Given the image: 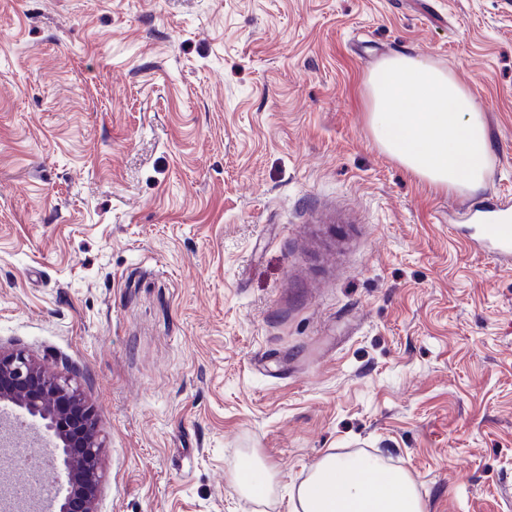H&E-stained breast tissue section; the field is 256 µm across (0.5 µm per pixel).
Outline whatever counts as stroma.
I'll return each mask as SVG.
<instances>
[{
  "mask_svg": "<svg viewBox=\"0 0 512 512\" xmlns=\"http://www.w3.org/2000/svg\"><path fill=\"white\" fill-rule=\"evenodd\" d=\"M392 55L483 108L479 190L375 144ZM502 203L512 0H0V346L75 376L98 512H292L329 453L512 512V268L452 231ZM233 478L239 491L245 492L251 496H258L269 491L273 485L274 474L260 461H257L253 473L236 469Z\"/></svg>",
  "mask_w": 512,
  "mask_h": 512,
  "instance_id": "1",
  "label": "stroma"
}]
</instances>
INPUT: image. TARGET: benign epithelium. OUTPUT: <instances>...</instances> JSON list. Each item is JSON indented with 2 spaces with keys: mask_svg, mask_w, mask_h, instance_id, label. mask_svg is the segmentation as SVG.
Instances as JSON below:
<instances>
[{
  "mask_svg": "<svg viewBox=\"0 0 512 512\" xmlns=\"http://www.w3.org/2000/svg\"><path fill=\"white\" fill-rule=\"evenodd\" d=\"M0 403L41 421L56 440L53 469L61 492L54 512H97L100 443L91 406L69 376H50L22 349H0Z\"/></svg>",
  "mask_w": 512,
  "mask_h": 512,
  "instance_id": "1",
  "label": "benign epithelium"
}]
</instances>
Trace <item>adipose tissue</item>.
I'll return each mask as SVG.
<instances>
[{
  "mask_svg": "<svg viewBox=\"0 0 512 512\" xmlns=\"http://www.w3.org/2000/svg\"><path fill=\"white\" fill-rule=\"evenodd\" d=\"M368 121L380 149L429 185L462 193L484 184L491 136L484 113L452 72L406 55L373 65ZM300 512H425L408 472L377 455L322 457L297 488Z\"/></svg>",
  "mask_w": 512,
  "mask_h": 512,
  "instance_id": "ef3b65f1",
  "label": "adipose tissue"
}]
</instances>
